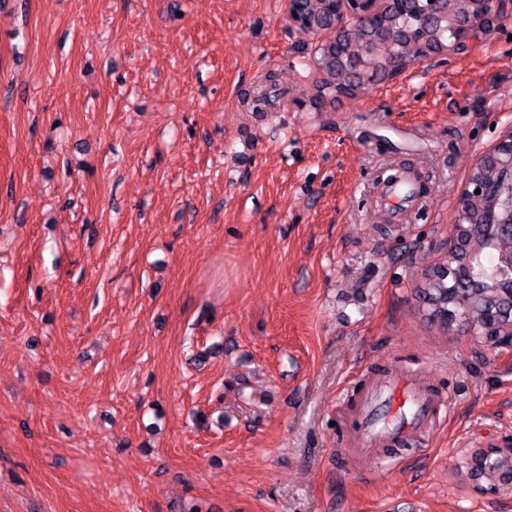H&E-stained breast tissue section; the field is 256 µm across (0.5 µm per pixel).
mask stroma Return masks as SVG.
I'll use <instances>...</instances> for the list:
<instances>
[{
	"instance_id": "obj_1",
	"label": "stroma",
	"mask_w": 512,
	"mask_h": 512,
	"mask_svg": "<svg viewBox=\"0 0 512 512\" xmlns=\"http://www.w3.org/2000/svg\"><path fill=\"white\" fill-rule=\"evenodd\" d=\"M318 42L286 0H0V512H512L465 468L512 442V349L416 293L512 130V6L319 111ZM391 372L450 404L384 463Z\"/></svg>"
}]
</instances>
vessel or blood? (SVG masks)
Returning a JSON list of instances; mask_svg holds the SVG:
<instances>
[{
    "label": "vessel or blood",
    "instance_id": "b4317fda",
    "mask_svg": "<svg viewBox=\"0 0 512 512\" xmlns=\"http://www.w3.org/2000/svg\"><path fill=\"white\" fill-rule=\"evenodd\" d=\"M445 406L419 376H385L364 395L357 420L360 452L372 456L380 448L413 441Z\"/></svg>",
    "mask_w": 512,
    "mask_h": 512
}]
</instances>
